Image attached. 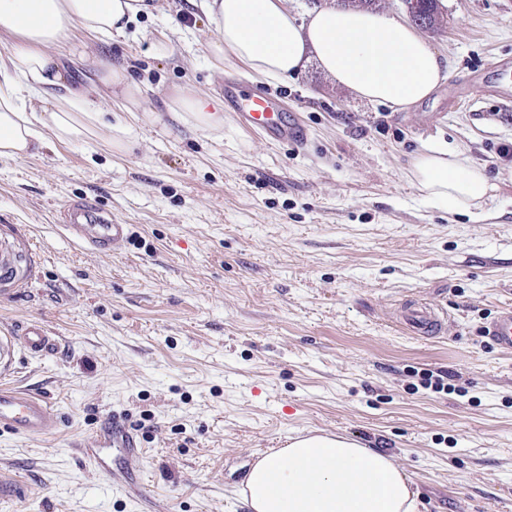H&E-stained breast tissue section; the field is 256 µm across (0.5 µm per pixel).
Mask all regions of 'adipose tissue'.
Listing matches in <instances>:
<instances>
[{"instance_id":"1","label":"adipose tissue","mask_w":512,"mask_h":512,"mask_svg":"<svg viewBox=\"0 0 512 512\" xmlns=\"http://www.w3.org/2000/svg\"><path fill=\"white\" fill-rule=\"evenodd\" d=\"M217 38L216 61L232 56L254 76L283 81L308 62L372 103L404 111L428 100L445 78L446 62L409 24L348 7L343 0L297 20L284 0H202ZM146 0H0V157L23 158L96 134L99 114L86 94L70 90L54 48L67 32L123 35ZM43 102L35 112L33 101ZM166 109L201 132L221 129L224 107L202 94L170 97ZM412 173L439 207L481 219L495 185L484 169L440 145L425 147ZM249 512H417L406 469L391 456L333 434H309L260 457L244 490Z\"/></svg>"}]
</instances>
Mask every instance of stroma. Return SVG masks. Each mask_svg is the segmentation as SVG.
I'll list each match as a JSON object with an SVG mask.
<instances>
[{
  "label": "stroma",
  "instance_id": "35a3bbf8",
  "mask_svg": "<svg viewBox=\"0 0 512 512\" xmlns=\"http://www.w3.org/2000/svg\"><path fill=\"white\" fill-rule=\"evenodd\" d=\"M422 30L448 64L406 112L367 102L316 63L284 82L216 65L200 6L160 0L109 41L73 30L65 47L125 66L149 91L133 148L106 134L0 158V383L49 396L60 425L0 432V476L24 497L0 512H247L241 478L282 438L336 433L394 456L418 512H512V354L485 329L512 307V0H444ZM165 41L169 54L157 56ZM279 97L306 129L274 143L225 113L200 133L170 120L176 90L219 97L225 79ZM447 145L498 184L485 219L435 207L413 156ZM88 199L131 235L86 248L59 207ZM411 299L437 304L444 333L407 334ZM45 322L59 350L30 356L17 327ZM449 374L454 391L424 388ZM144 448L136 496L85 468L80 449L113 416Z\"/></svg>",
  "mask_w": 512,
  "mask_h": 512
}]
</instances>
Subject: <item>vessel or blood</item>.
Wrapping results in <instances>:
<instances>
[{"label":"vessel or blood","instance_id":"obj_1","mask_svg":"<svg viewBox=\"0 0 512 512\" xmlns=\"http://www.w3.org/2000/svg\"><path fill=\"white\" fill-rule=\"evenodd\" d=\"M223 92L225 101L242 126L257 130L275 142L303 143L299 127L289 122L277 101L265 93L256 90L245 92L233 84L224 85ZM60 214L65 229L92 250L101 253L118 251L129 237L128 225L111 223L78 201L62 203ZM401 318L404 327L417 336H435L445 330L444 316L427 303L406 301L401 309ZM489 335L497 349L512 353V308L498 312ZM19 340L31 356L38 358L52 355L59 348L57 336L38 321L23 325ZM58 426L57 413L44 396L0 384V431L24 437H44L53 434ZM113 446L123 450L128 463L141 464L143 448L118 423L113 424L109 432L97 435L94 447L85 449L84 456L95 469H103L102 453Z\"/></svg>","mask_w":512,"mask_h":512}]
</instances>
